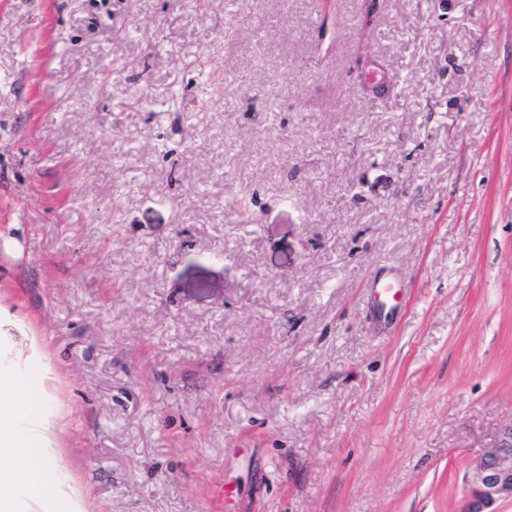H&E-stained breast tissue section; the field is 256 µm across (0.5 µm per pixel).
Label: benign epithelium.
I'll list each match as a JSON object with an SVG mask.
<instances>
[{
	"label": "benign epithelium",
	"instance_id": "obj_1",
	"mask_svg": "<svg viewBox=\"0 0 512 512\" xmlns=\"http://www.w3.org/2000/svg\"><path fill=\"white\" fill-rule=\"evenodd\" d=\"M467 484L463 512H499L501 503H512V421L492 430Z\"/></svg>",
	"mask_w": 512,
	"mask_h": 512
}]
</instances>
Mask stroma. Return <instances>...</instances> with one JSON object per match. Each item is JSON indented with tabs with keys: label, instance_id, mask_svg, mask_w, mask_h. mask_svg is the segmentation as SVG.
Here are the masks:
<instances>
[{
	"label": "stroma",
	"instance_id": "stroma-1",
	"mask_svg": "<svg viewBox=\"0 0 512 512\" xmlns=\"http://www.w3.org/2000/svg\"><path fill=\"white\" fill-rule=\"evenodd\" d=\"M0 314L89 512H461L512 0H0Z\"/></svg>",
	"mask_w": 512,
	"mask_h": 512
}]
</instances>
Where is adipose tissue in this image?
Returning a JSON list of instances; mask_svg holds the SVG:
<instances>
[{
  "label": "adipose tissue",
  "instance_id": "obj_1",
  "mask_svg": "<svg viewBox=\"0 0 512 512\" xmlns=\"http://www.w3.org/2000/svg\"><path fill=\"white\" fill-rule=\"evenodd\" d=\"M50 395L27 373L0 372V512H17L14 491L27 487L40 512H87L56 480V423Z\"/></svg>",
  "mask_w": 512,
  "mask_h": 512
}]
</instances>
